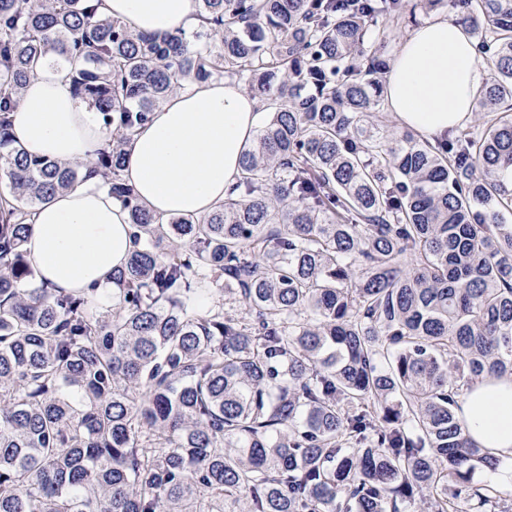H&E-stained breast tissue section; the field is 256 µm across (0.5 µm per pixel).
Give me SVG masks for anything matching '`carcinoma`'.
I'll list each match as a JSON object with an SVG mask.
<instances>
[{
	"mask_svg": "<svg viewBox=\"0 0 512 512\" xmlns=\"http://www.w3.org/2000/svg\"><path fill=\"white\" fill-rule=\"evenodd\" d=\"M438 6L489 66L477 130L441 149L376 123L371 35ZM198 8L189 41L89 0H0V512H512L472 483L499 459L457 417L512 374V0ZM47 59L111 149L62 166L14 145ZM226 78L270 110L237 193L163 221L122 150L183 83ZM91 176L139 243L110 308L45 287L24 249L33 212Z\"/></svg>",
	"mask_w": 512,
	"mask_h": 512,
	"instance_id": "obj_1",
	"label": "carcinoma"
}]
</instances>
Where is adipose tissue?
Returning a JSON list of instances; mask_svg holds the SVG:
<instances>
[{"instance_id": "adipose-tissue-1", "label": "adipose tissue", "mask_w": 512, "mask_h": 512, "mask_svg": "<svg viewBox=\"0 0 512 512\" xmlns=\"http://www.w3.org/2000/svg\"><path fill=\"white\" fill-rule=\"evenodd\" d=\"M101 14L135 33L192 36L196 0H99ZM485 73L474 43L454 20L412 28L393 55L385 101L403 127L447 145L469 121ZM12 138L28 155L62 163L93 158L111 134L75 95L68 66L42 65L11 114ZM264 120L262 104L228 80L191 84L151 112L125 148L121 176L154 215L204 216L222 205L240 173V159ZM136 243L128 213L92 177L57 193L31 217L25 249L52 288L96 289L112 297V272ZM468 437L503 461L482 482L512 487V375L488 377L466 391L458 411Z\"/></svg>"}]
</instances>
